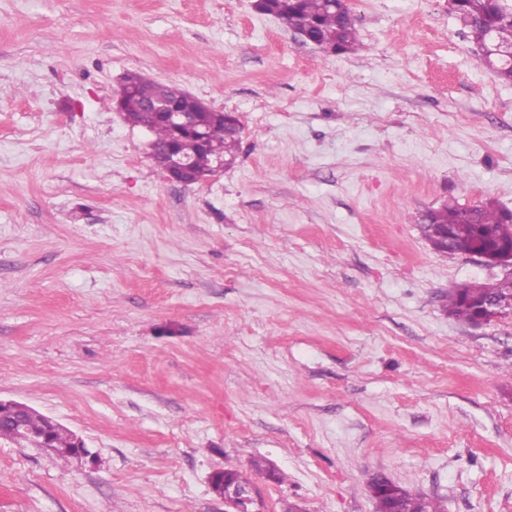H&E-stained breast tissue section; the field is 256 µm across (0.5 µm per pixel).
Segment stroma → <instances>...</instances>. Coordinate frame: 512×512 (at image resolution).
I'll return each instance as SVG.
<instances>
[{
  "label": "stroma",
  "instance_id": "obj_1",
  "mask_svg": "<svg viewBox=\"0 0 512 512\" xmlns=\"http://www.w3.org/2000/svg\"><path fill=\"white\" fill-rule=\"evenodd\" d=\"M254 0H0V398L82 437L0 441V512H375L374 474L447 512H512V314L448 289L423 211L512 210V84L448 0H353L358 51ZM235 113V164L169 180L126 74ZM488 286L489 283L461 284L448 293L443 308L449 316L472 325L478 317L474 302L480 300L487 293L488 288H494L493 285ZM43 415V417H42ZM35 413L26 418L25 424L32 429H40L43 426V419L47 425L44 431L41 430H32L26 427H23L22 439L31 445H34L38 448H48L55 452L56 454H67L72 455L73 457L86 455L88 453L85 442L77 436L75 433L71 432L59 422H57L54 418L46 416L44 414ZM56 431H65L68 436V447L65 448H56L54 446V441L52 440V432ZM215 472L211 476V487L213 492L224 499V503L233 508L230 512H251L248 506L254 501L255 489L254 487H242L234 482L222 481L219 486H213L217 475L220 473Z\"/></svg>",
  "mask_w": 512,
  "mask_h": 512
}]
</instances>
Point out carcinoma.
Masks as SVG:
<instances>
[{"label":"carcinoma","instance_id":"carcinoma-1","mask_svg":"<svg viewBox=\"0 0 512 512\" xmlns=\"http://www.w3.org/2000/svg\"><path fill=\"white\" fill-rule=\"evenodd\" d=\"M340 0H263V13L277 18L292 30L307 34L318 47L327 53L345 54L357 45V30L352 21L340 10ZM457 15L469 29L472 42L483 48L489 40L502 47L512 48V0H457ZM137 100L155 96L157 82L139 73H130L124 82ZM202 129L205 130L212 150L226 159L236 160L240 147V133L227 127V115L206 108L200 112ZM136 126H143L155 135V143L162 146L175 133L162 118L161 113L138 110L132 113ZM177 147L185 156L203 164L207 157L200 151L195 136L185 134L178 138ZM422 236L429 242L443 232L452 234L456 245L462 249L478 245L493 248L512 247V211L500 209L491 202L481 205H445L423 213L419 222ZM488 291L486 283H465L448 293L443 308L448 315L468 325L478 317L475 301ZM501 313H512V279L496 283L494 292ZM17 426L7 408L0 409V439L17 440ZM251 470L268 480L281 482L283 475L261 459L251 462ZM368 488L376 503V512H445L438 500L417 495L392 484L382 475H373Z\"/></svg>","mask_w":512,"mask_h":512}]
</instances>
